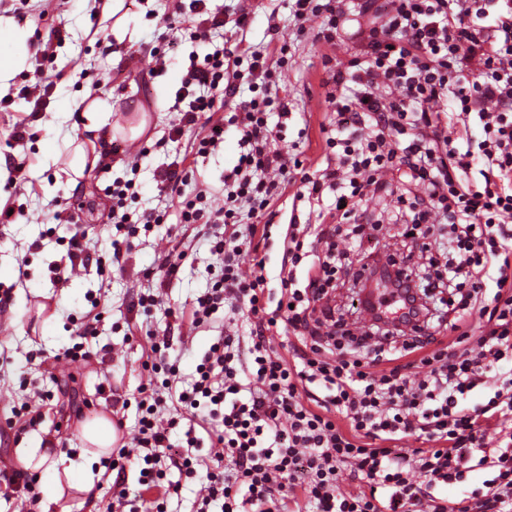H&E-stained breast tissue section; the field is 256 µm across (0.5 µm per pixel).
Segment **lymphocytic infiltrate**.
<instances>
[{
	"instance_id": "lymphocytic-infiltrate-1",
	"label": "lymphocytic infiltrate",
	"mask_w": 512,
	"mask_h": 512,
	"mask_svg": "<svg viewBox=\"0 0 512 512\" xmlns=\"http://www.w3.org/2000/svg\"><path fill=\"white\" fill-rule=\"evenodd\" d=\"M205 0H174L181 30L204 43L228 27V45L193 55L176 94L182 108L172 135L196 129L192 149L205 156L224 142L222 111L244 151L221 189L199 188L180 206V225L211 224L209 251L218 273L190 311L192 328H210L220 310L246 308L248 338L217 336L196 366L191 387L178 389L167 339L147 333L160 385L135 399L138 428L119 438L117 460L139 452V483L156 490L155 512L180 490L177 468L194 476L190 449L208 444L199 512H512V0H293L298 32L333 47L360 18L347 67L325 57L327 101L336 114L324 167L298 179L309 199H334L316 224L284 225V264L277 307L267 311L262 262L244 258L267 236L273 207L295 180L289 154L276 148L270 113L287 118L275 79L284 47L256 48L243 32L247 9L208 19ZM254 95L237 99L241 84ZM485 138L471 141L472 124ZM480 161L479 181L469 172ZM133 180L104 190L107 220L119 234L164 221L162 213L127 211ZM396 198L398 220L434 225L445 263L432 288L444 308H406L398 289L359 298L369 318L371 351L330 323L322 301L335 274L355 281L376 274L382 259L367 203ZM484 320L472 336L466 316ZM448 323L450 341L431 334ZM291 334L287 354L271 338ZM488 400L470 405L475 391ZM199 426L175 450L171 406ZM426 437L433 448L403 451L399 441ZM360 480L341 490L344 467ZM486 472L481 496L455 499L443 488Z\"/></svg>"
}]
</instances>
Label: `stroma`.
<instances>
[{"label": "stroma", "mask_w": 512, "mask_h": 512, "mask_svg": "<svg viewBox=\"0 0 512 512\" xmlns=\"http://www.w3.org/2000/svg\"><path fill=\"white\" fill-rule=\"evenodd\" d=\"M244 3L255 8L246 33L248 41L265 46L274 36L268 29L273 21L279 28L276 36L291 46L288 67L279 82L291 114L280 132L279 146L300 159L306 171H314L324 160V129L333 118L322 84L323 48L311 38H296L288 0H209L208 7L229 13ZM170 15L171 0H123L117 14L111 0H103L96 11L90 10L88 0H52L48 5L28 0L14 14L19 22L28 23L31 35L44 37L50 29L61 27L68 38L53 63L61 79L49 106L31 123V138L23 147L7 142L13 124L30 111L29 104L19 97L23 76L15 77L6 95L8 109L0 111V157L24 152L32 160L27 182L0 179V207L13 203L26 207L25 217L17 223H0V286L12 290L6 305L0 307V421L9 416L12 406L24 403L42 414L38 423L20 433L0 432L2 470L18 467L21 448L36 446L44 451L60 444L66 457L78 454L81 435L62 429L63 416L85 401L103 409L111 407L114 395L131 397L147 383L149 373L142 367L146 331L169 332L170 358L179 367L184 387L193 381L196 365L215 340V330L178 326L171 315L173 309L191 304L216 274V263L206 246L198 243L188 249L179 277L171 281L164 278L157 262L160 248L167 246L170 232L176 229L179 204L177 197L158 191L154 175L184 155L195 137L189 130L175 143L164 138L174 117L172 106L184 64L189 54L199 49L198 44L183 41L169 52L165 65L155 64L150 49L167 44L174 36L167 22ZM142 70L148 74L145 85L128 80V73ZM92 94L111 106L116 138L135 148L149 147L147 157L139 163L136 180L140 191L130 209L168 215L166 223L129 238L130 250L118 265L111 262L105 226L108 203L93 198L92 192L95 184L107 185L125 177L124 161L105 153L95 177L74 186L64 177L74 148L85 145L86 133L82 124L61 121L59 114L70 101ZM142 120L147 123L146 138L131 137V127ZM240 153L237 132L227 128L223 146L199 158L192 182L183 186L182 194H192L202 183L220 186ZM62 205L68 206L75 222L96 239L102 258L101 264H89L65 281L57 280L52 272L66 254L65 247L55 242L56 237L65 235L66 227L53 219ZM36 240L41 246L35 250L31 244ZM23 258L28 266L22 271L18 262ZM150 287L162 293V304L147 311L136 307L137 294ZM93 298L101 301L104 321L86 343L93 353L90 365L56 364L55 355L76 343L74 320L89 312ZM54 366L60 372L53 378L48 370ZM115 478V472L105 473L91 497L63 486L60 507L65 512H105Z\"/></svg>", "instance_id": "35a3bbf8"}]
</instances>
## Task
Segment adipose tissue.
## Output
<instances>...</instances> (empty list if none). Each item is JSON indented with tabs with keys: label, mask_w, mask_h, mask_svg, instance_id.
Returning <instances> with one entry per match:
<instances>
[{
	"label": "adipose tissue",
	"mask_w": 512,
	"mask_h": 512,
	"mask_svg": "<svg viewBox=\"0 0 512 512\" xmlns=\"http://www.w3.org/2000/svg\"><path fill=\"white\" fill-rule=\"evenodd\" d=\"M32 53L27 26L19 24L14 18L0 16V93L8 91L11 80L24 69ZM82 439L83 448L75 459L69 460L64 466L34 448L21 449L19 456L26 467L63 471L70 487L88 492L94 487L93 464L108 456L111 451L114 441L111 421L98 417L84 423Z\"/></svg>",
	"instance_id": "ef3b65f1"
}]
</instances>
